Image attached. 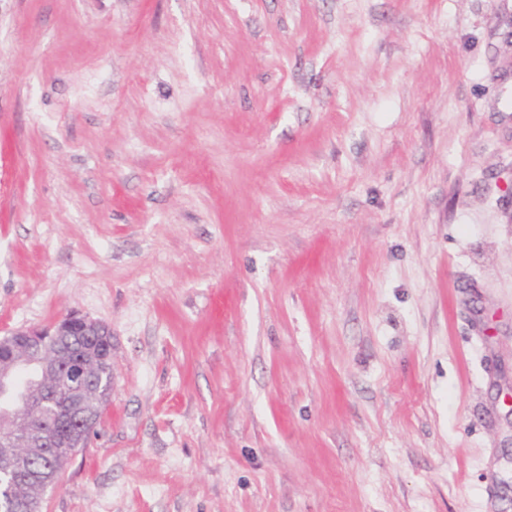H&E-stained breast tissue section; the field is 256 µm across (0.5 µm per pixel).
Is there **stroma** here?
<instances>
[{
  "instance_id": "35a3bbf8",
  "label": "stroma",
  "mask_w": 512,
  "mask_h": 512,
  "mask_svg": "<svg viewBox=\"0 0 512 512\" xmlns=\"http://www.w3.org/2000/svg\"><path fill=\"white\" fill-rule=\"evenodd\" d=\"M72 310L42 512H512V0H0V337Z\"/></svg>"
}]
</instances>
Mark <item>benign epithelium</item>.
I'll return each instance as SVG.
<instances>
[{
	"label": "benign epithelium",
	"instance_id": "1",
	"mask_svg": "<svg viewBox=\"0 0 512 512\" xmlns=\"http://www.w3.org/2000/svg\"><path fill=\"white\" fill-rule=\"evenodd\" d=\"M112 360V329L75 310L48 329L22 328L0 338V386L23 364L38 367L16 403L0 409V477L9 512H31L20 489L42 484L34 462L61 447L63 431L94 433L98 365Z\"/></svg>",
	"mask_w": 512,
	"mask_h": 512
}]
</instances>
